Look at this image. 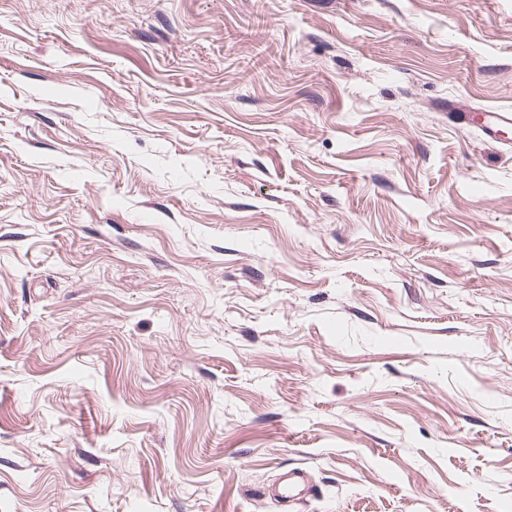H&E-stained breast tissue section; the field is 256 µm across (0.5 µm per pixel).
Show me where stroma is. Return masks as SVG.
I'll use <instances>...</instances> for the list:
<instances>
[{"mask_svg": "<svg viewBox=\"0 0 512 512\" xmlns=\"http://www.w3.org/2000/svg\"><path fill=\"white\" fill-rule=\"evenodd\" d=\"M512 0H0V512H512ZM449 112L459 113L467 124H471L490 140L503 146L511 144L503 134L512 132V110L509 109H473L469 106L452 104ZM280 483L270 496L271 498L277 497L287 507L312 496L315 492L307 472L302 468L289 469L281 478Z\"/></svg>", "mask_w": 512, "mask_h": 512, "instance_id": "35a3bbf8", "label": "stroma"}]
</instances>
